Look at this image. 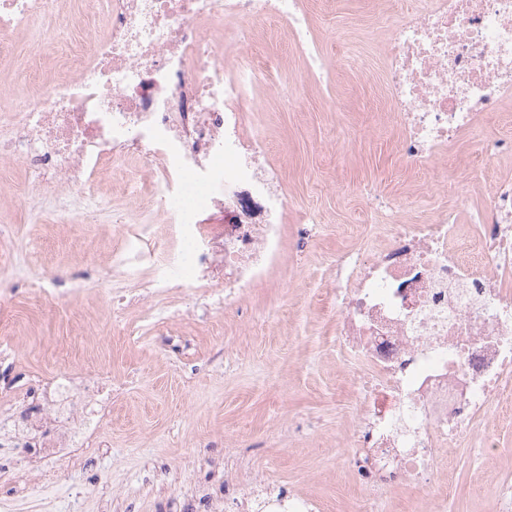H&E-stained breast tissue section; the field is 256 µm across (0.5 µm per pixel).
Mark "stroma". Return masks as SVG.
<instances>
[{
	"label": "stroma",
	"mask_w": 512,
	"mask_h": 512,
	"mask_svg": "<svg viewBox=\"0 0 512 512\" xmlns=\"http://www.w3.org/2000/svg\"><path fill=\"white\" fill-rule=\"evenodd\" d=\"M314 36L328 57L316 79L286 28L259 27L256 45L277 66L255 91L250 127L288 195L281 260L231 304H218L179 278L151 293L116 255L175 252L178 225L87 224L42 217L18 195L22 167L0 171V225L17 266L0 267V307L13 322L0 334V391L37 400L58 355L100 365L112 375V447L89 451L79 475L40 448L0 447V499L16 512H175L199 489L242 496L255 478L301 492L320 512H355L364 493L348 460L356 404L352 378L336 348V258L363 251L379 214L399 206L410 221L444 210L477 234L491 187L512 179V158L490 161L486 141L512 138V104L452 146L440 171L411 166L389 116L383 64L385 14L372 0H309ZM313 224L302 225V214ZM111 271L109 291L99 279ZM51 289L48 304L38 288ZM140 299L114 312L113 292ZM497 450L486 461L460 447L450 462L455 493L446 512H495L489 487L512 475V418L493 424ZM110 472L112 482L99 477ZM427 487L396 485L381 512H428Z\"/></svg>",
	"instance_id": "35a3bbf8"
}]
</instances>
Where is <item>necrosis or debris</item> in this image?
Segmentation results:
<instances>
[{
  "label": "necrosis or debris",
  "mask_w": 512,
  "mask_h": 512,
  "mask_svg": "<svg viewBox=\"0 0 512 512\" xmlns=\"http://www.w3.org/2000/svg\"><path fill=\"white\" fill-rule=\"evenodd\" d=\"M76 23L64 48L15 33L34 21ZM292 33L311 72L327 60L306 0H0V70L57 57L62 76L0 92V162H21L33 203L91 222L112 208L97 174L132 182L138 209L183 224L182 258L193 285L248 288L280 259L288 200L264 161L266 144L245 115L272 58L253 61L254 27ZM387 98L413 166H437L512 98V0H415L383 33ZM131 168L114 169L119 159ZM245 180L266 201L264 223L201 224L228 209ZM491 208L468 249L461 225L439 213L420 224L382 213L384 237L336 261L337 348L356 370L353 444L369 488L357 512H377L380 484L454 489L438 462L512 397V180L496 182ZM0 444L43 448L71 471L83 453L109 447L112 378L63 368L39 405L4 396ZM242 512H313L310 498L266 481L245 492Z\"/></svg>",
  "instance_id": "obj_1"
}]
</instances>
